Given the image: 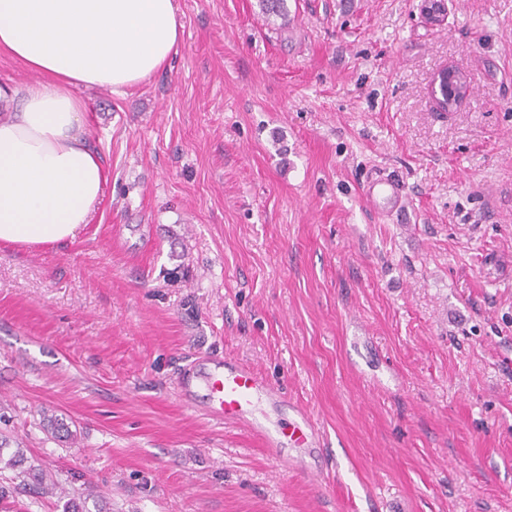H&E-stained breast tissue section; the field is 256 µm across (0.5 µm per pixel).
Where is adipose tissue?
I'll list each match as a JSON object with an SVG mask.
<instances>
[{
  "mask_svg": "<svg viewBox=\"0 0 512 512\" xmlns=\"http://www.w3.org/2000/svg\"><path fill=\"white\" fill-rule=\"evenodd\" d=\"M180 34L173 0H0V48L39 76L0 113V245L53 246L89 223L107 175L76 89L141 83Z\"/></svg>",
  "mask_w": 512,
  "mask_h": 512,
  "instance_id": "obj_1",
  "label": "adipose tissue"
}]
</instances>
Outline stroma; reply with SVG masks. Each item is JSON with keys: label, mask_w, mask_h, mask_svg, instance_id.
I'll return each mask as SVG.
<instances>
[{"label": "stroma", "mask_w": 512, "mask_h": 512, "mask_svg": "<svg viewBox=\"0 0 512 512\" xmlns=\"http://www.w3.org/2000/svg\"><path fill=\"white\" fill-rule=\"evenodd\" d=\"M169 63L81 90L108 173L60 246H0V437L63 512H512V0H175ZM455 66L466 99L440 110ZM389 175L407 210L367 203ZM253 365L323 435L306 468L184 407ZM78 442L56 441L43 415Z\"/></svg>", "instance_id": "1"}]
</instances>
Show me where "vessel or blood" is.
<instances>
[{"label":"vessel or blood","instance_id":"b4317fda","mask_svg":"<svg viewBox=\"0 0 512 512\" xmlns=\"http://www.w3.org/2000/svg\"><path fill=\"white\" fill-rule=\"evenodd\" d=\"M364 197L385 215L401 213L403 208L401 187L388 176L370 179L364 187ZM208 362V372L200 374L189 369L179 377L185 407L195 409L194 387L200 382L207 390L206 415L245 427L268 455L280 457L287 444L297 448L321 445L322 434L305 406H296L295 417L285 428L268 425L257 417L260 402L276 403L283 393L254 366L218 356L209 357Z\"/></svg>","mask_w":512,"mask_h":512}]
</instances>
